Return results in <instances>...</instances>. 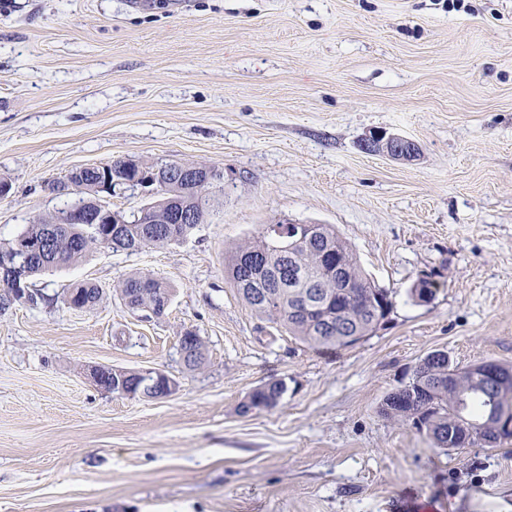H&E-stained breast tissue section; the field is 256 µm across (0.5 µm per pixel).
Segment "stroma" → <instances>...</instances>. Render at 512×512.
Returning <instances> with one entry per match:
<instances>
[{
  "label": "stroma",
  "mask_w": 512,
  "mask_h": 512,
  "mask_svg": "<svg viewBox=\"0 0 512 512\" xmlns=\"http://www.w3.org/2000/svg\"><path fill=\"white\" fill-rule=\"evenodd\" d=\"M407 137L411 162L364 152ZM115 160L224 170L178 244L95 249L0 314V512H503L512 444L444 450L384 398L434 351L512 365V0H10L0 10V240ZM330 224L392 293L387 322L316 350L257 317L225 268L263 225ZM166 282L163 315L113 284ZM423 277L439 288L411 296ZM89 281L103 302L61 298ZM194 331L206 360L187 368ZM94 366L153 368L127 397ZM279 405L241 414L256 388ZM362 148L369 153L386 155L395 160L412 161L419 155L418 145L398 134L375 131L363 140ZM287 391L284 380H276L255 389L242 403L240 409L243 414L271 410L280 402L283 394Z\"/></svg>",
  "instance_id": "stroma-1"
}]
</instances>
